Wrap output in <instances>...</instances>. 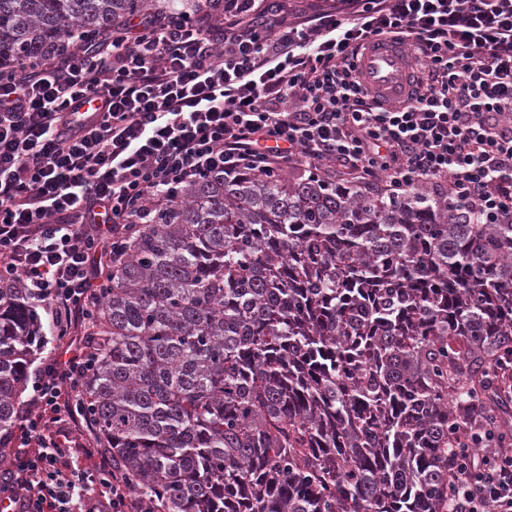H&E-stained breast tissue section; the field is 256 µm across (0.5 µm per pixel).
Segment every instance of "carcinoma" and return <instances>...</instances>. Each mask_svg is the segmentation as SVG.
I'll return each mask as SVG.
<instances>
[{"mask_svg": "<svg viewBox=\"0 0 512 512\" xmlns=\"http://www.w3.org/2000/svg\"><path fill=\"white\" fill-rule=\"evenodd\" d=\"M222 0H0L18 64L134 15ZM98 289L79 394L98 447L159 512H448V437L512 353V223L479 224L311 170L188 184ZM44 341L20 278L0 281V471Z\"/></svg>", "mask_w": 512, "mask_h": 512, "instance_id": "obj_1", "label": "carcinoma"}]
</instances>
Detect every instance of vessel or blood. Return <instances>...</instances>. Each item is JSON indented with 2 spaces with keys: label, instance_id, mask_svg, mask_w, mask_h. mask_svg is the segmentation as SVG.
I'll use <instances>...</instances> for the list:
<instances>
[{
  "label": "vessel or blood",
  "instance_id": "obj_1",
  "mask_svg": "<svg viewBox=\"0 0 512 512\" xmlns=\"http://www.w3.org/2000/svg\"><path fill=\"white\" fill-rule=\"evenodd\" d=\"M360 78L373 95L383 102H403L413 88L409 49L388 39L373 42L361 60Z\"/></svg>",
  "mask_w": 512,
  "mask_h": 512
}]
</instances>
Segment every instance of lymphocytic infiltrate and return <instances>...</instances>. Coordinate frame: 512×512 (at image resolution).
Instances as JSON below:
<instances>
[{"mask_svg":"<svg viewBox=\"0 0 512 512\" xmlns=\"http://www.w3.org/2000/svg\"><path fill=\"white\" fill-rule=\"evenodd\" d=\"M212 26L185 12L134 16L121 39L78 41L33 65L0 59V276L15 275L65 347L31 385L36 414L0 500L11 512H156L82 419L89 353L70 342L126 225L212 172L286 166L384 181L388 196L439 189L463 213H512V0H336L332 9L248 25L229 0ZM410 47V99L370 96L358 62L372 41ZM103 100L72 130L75 103ZM80 448L90 469L70 462ZM448 512H512V442L473 417L449 445Z\"/></svg>","mask_w":512,"mask_h":512,"instance_id":"f902f5d3","label":"lymphocytic infiltrate"}]
</instances>
